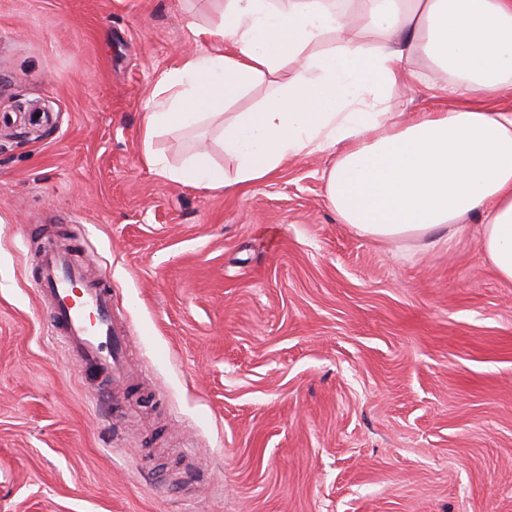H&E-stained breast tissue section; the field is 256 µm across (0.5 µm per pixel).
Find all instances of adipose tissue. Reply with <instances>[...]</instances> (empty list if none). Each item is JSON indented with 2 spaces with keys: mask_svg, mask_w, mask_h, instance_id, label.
Masks as SVG:
<instances>
[{
  "mask_svg": "<svg viewBox=\"0 0 512 512\" xmlns=\"http://www.w3.org/2000/svg\"><path fill=\"white\" fill-rule=\"evenodd\" d=\"M218 22L164 73L141 124L143 160L170 180L232 192L288 160L334 152L325 198L357 236L436 247L481 213L480 248L512 283V113L397 111L402 83L444 79L477 98L512 91V0H210ZM425 61L422 70L410 60ZM262 86L245 112L231 104ZM222 118L234 177L206 153L167 166L163 130Z\"/></svg>",
  "mask_w": 512,
  "mask_h": 512,
  "instance_id": "obj_1",
  "label": "adipose tissue"
}]
</instances>
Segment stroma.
<instances>
[{
    "instance_id": "1",
    "label": "stroma",
    "mask_w": 512,
    "mask_h": 512,
    "mask_svg": "<svg viewBox=\"0 0 512 512\" xmlns=\"http://www.w3.org/2000/svg\"><path fill=\"white\" fill-rule=\"evenodd\" d=\"M193 17L0 0V512H512V283L474 232L355 235L329 153L231 194L150 171L142 116ZM201 147L233 175L219 121L154 142L171 167ZM51 238L111 280L135 404L95 402L54 339L33 287Z\"/></svg>"
}]
</instances>
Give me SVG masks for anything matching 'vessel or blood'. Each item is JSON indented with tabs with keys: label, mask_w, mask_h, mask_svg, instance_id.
<instances>
[{
	"label": "vessel or blood",
	"mask_w": 512,
	"mask_h": 512,
	"mask_svg": "<svg viewBox=\"0 0 512 512\" xmlns=\"http://www.w3.org/2000/svg\"><path fill=\"white\" fill-rule=\"evenodd\" d=\"M38 266L35 288L49 308L52 333L64 342L83 371L118 386L134 381L127 363L129 338L113 318L108 280L87 283L82 267L54 247L42 251Z\"/></svg>",
	"instance_id": "1"
}]
</instances>
